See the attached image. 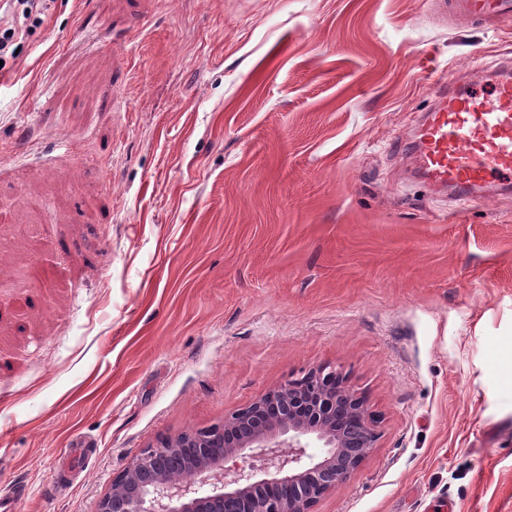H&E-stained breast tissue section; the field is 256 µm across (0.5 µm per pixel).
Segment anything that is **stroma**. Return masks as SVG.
<instances>
[{"mask_svg": "<svg viewBox=\"0 0 512 512\" xmlns=\"http://www.w3.org/2000/svg\"><path fill=\"white\" fill-rule=\"evenodd\" d=\"M512 24L430 0H52L0 71V494L96 512L310 369L380 438L316 512H512V193L410 173Z\"/></svg>", "mask_w": 512, "mask_h": 512, "instance_id": "35a3bbf8", "label": "stroma"}]
</instances>
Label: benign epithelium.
<instances>
[{
  "instance_id": "benign-epithelium-1",
  "label": "benign epithelium",
  "mask_w": 512,
  "mask_h": 512,
  "mask_svg": "<svg viewBox=\"0 0 512 512\" xmlns=\"http://www.w3.org/2000/svg\"><path fill=\"white\" fill-rule=\"evenodd\" d=\"M379 438L365 398L322 366L218 425L160 438L113 474L97 512H316Z\"/></svg>"
}]
</instances>
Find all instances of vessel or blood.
<instances>
[{
    "label": "vessel or blood",
    "instance_id": "1",
    "mask_svg": "<svg viewBox=\"0 0 512 512\" xmlns=\"http://www.w3.org/2000/svg\"><path fill=\"white\" fill-rule=\"evenodd\" d=\"M449 18L485 28L512 21V0H435ZM422 182L458 201L512 191V68H477L473 78L450 85L411 138Z\"/></svg>",
    "mask_w": 512,
    "mask_h": 512
}]
</instances>
